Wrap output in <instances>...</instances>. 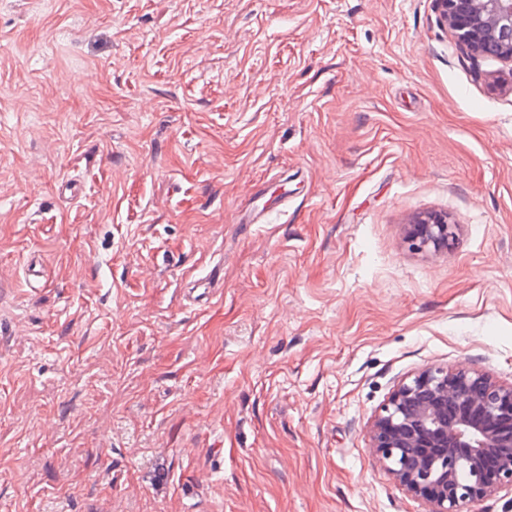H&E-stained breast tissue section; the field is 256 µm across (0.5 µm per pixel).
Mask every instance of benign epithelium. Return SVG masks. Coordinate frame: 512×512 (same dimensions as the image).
<instances>
[{
	"label": "benign epithelium",
	"instance_id": "obj_1",
	"mask_svg": "<svg viewBox=\"0 0 512 512\" xmlns=\"http://www.w3.org/2000/svg\"><path fill=\"white\" fill-rule=\"evenodd\" d=\"M441 21L471 59L512 64V0H438ZM456 225L442 214L418 218L408 236L441 252ZM375 460L427 512H466L512 489V383L480 371L428 367L402 382L369 429ZM465 466L470 480L458 483Z\"/></svg>",
	"mask_w": 512,
	"mask_h": 512
}]
</instances>
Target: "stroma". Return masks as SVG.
I'll list each match as a JSON object with an SVG mask.
<instances>
[{"label": "stroma", "instance_id": "stroma-1", "mask_svg": "<svg viewBox=\"0 0 512 512\" xmlns=\"http://www.w3.org/2000/svg\"><path fill=\"white\" fill-rule=\"evenodd\" d=\"M432 365L512 383V65L437 0H0V512H425ZM455 224L448 222L447 215L434 214L418 218L408 225V236L413 245L421 250L441 252L448 250L456 235Z\"/></svg>", "mask_w": 512, "mask_h": 512}]
</instances>
